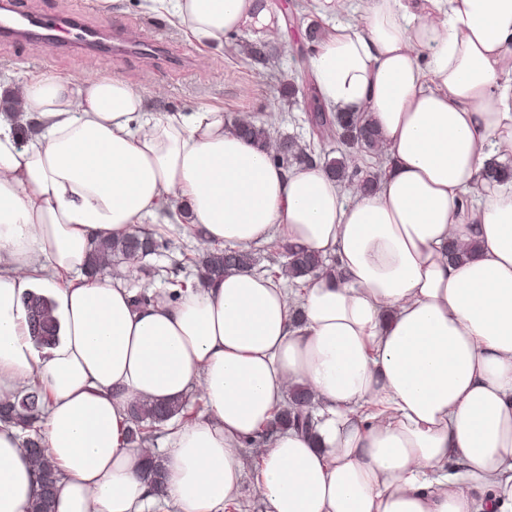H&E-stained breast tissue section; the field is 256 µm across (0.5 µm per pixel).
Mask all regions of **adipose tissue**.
<instances>
[{"label": "adipose tissue", "mask_w": 512, "mask_h": 512, "mask_svg": "<svg viewBox=\"0 0 512 512\" xmlns=\"http://www.w3.org/2000/svg\"><path fill=\"white\" fill-rule=\"evenodd\" d=\"M198 42L284 36L267 0H152ZM354 10L310 61L326 104L365 112L387 158L376 192H343L316 164L276 166L222 109L145 110L125 80L17 74L38 125L0 115V399L50 396L42 443L61 470L56 512H224L239 450L289 389L313 391L314 436L259 451L265 512H512V0H321ZM204 247L272 237L336 258L300 296L232 272L139 303L126 280L84 276L92 244L167 204ZM476 247L450 260L449 244ZM48 292L62 334L37 348L21 298ZM200 389L154 492L129 444L133 401ZM385 405L364 418L363 404ZM17 428L0 424V512L41 488Z\"/></svg>", "instance_id": "obj_1"}]
</instances>
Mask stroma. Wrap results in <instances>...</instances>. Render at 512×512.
<instances>
[{"mask_svg":"<svg viewBox=\"0 0 512 512\" xmlns=\"http://www.w3.org/2000/svg\"><path fill=\"white\" fill-rule=\"evenodd\" d=\"M307 15L287 23L288 42H275L272 51L280 77L269 80L266 70L251 67L237 45L253 41L252 32L243 30L216 48L198 43L173 24L168 16L145 7L144 0H22L31 15L81 14L88 29L105 23L120 26L138 24L154 49L148 53L112 54L86 52L79 47L62 51L35 48L31 42L0 39V80L15 74L53 71L64 77L92 80L101 76L124 79L144 96L148 111L195 112L220 108L228 117L240 114L257 116L274 113L280 133L300 141L308 140L309 127L304 118L308 111L305 80L310 76L314 44L308 39L311 22L328 29V18L320 16L317 0H307ZM293 84V104L272 111L270 104L278 97L281 83ZM182 239L163 244L158 255L149 259L151 275L142 277L140 287L165 290L173 282L191 283L195 270L180 266Z\"/></svg>","mask_w":512,"mask_h":512,"instance_id":"35a3bbf8","label":"stroma"}]
</instances>
